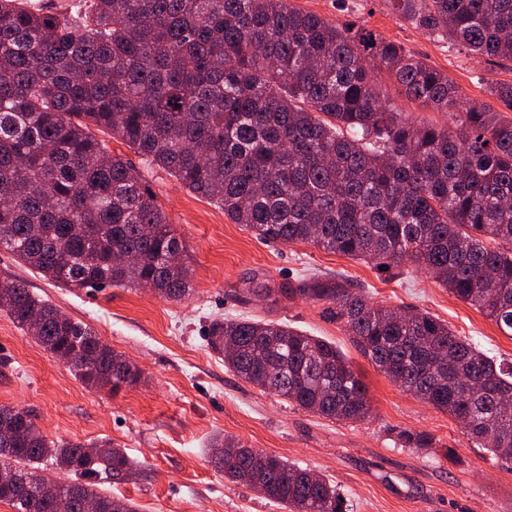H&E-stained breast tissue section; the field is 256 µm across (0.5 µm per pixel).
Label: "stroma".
I'll return each mask as SVG.
<instances>
[{"mask_svg":"<svg viewBox=\"0 0 512 512\" xmlns=\"http://www.w3.org/2000/svg\"><path fill=\"white\" fill-rule=\"evenodd\" d=\"M291 2L403 46L447 73L469 99L492 103L489 81L512 82V65L473 58L431 37L395 13L390 0ZM108 146L156 194L185 247L194 291L174 300L129 286L61 288L0 250V280L24 281L142 373L136 387L117 394L88 389L0 311V405L30 411L48 439L109 440L123 448L135 477L100 480L96 487L129 499L137 512H286L215 470L209 445L219 434L324 474L339 487L349 512H512V460L477 447L448 414L395 386L355 348L327 303L244 298L240 290L253 275L274 288L313 276L341 277L363 288L372 302L430 313L498 359L512 361V336L412 264L392 274L309 243L261 240L213 202L147 167L126 145L112 140ZM242 317L285 322L335 344L366 386L371 418H323L225 368L207 344L209 325L215 318ZM406 431L428 432L432 447H402Z\"/></svg>","mask_w":512,"mask_h":512,"instance_id":"35a3bbf8","label":"stroma"}]
</instances>
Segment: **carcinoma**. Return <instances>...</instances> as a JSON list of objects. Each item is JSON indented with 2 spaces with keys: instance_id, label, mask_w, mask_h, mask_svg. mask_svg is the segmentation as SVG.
Wrapping results in <instances>:
<instances>
[{
  "instance_id": "cac0c4a2",
  "label": "carcinoma",
  "mask_w": 512,
  "mask_h": 512,
  "mask_svg": "<svg viewBox=\"0 0 512 512\" xmlns=\"http://www.w3.org/2000/svg\"><path fill=\"white\" fill-rule=\"evenodd\" d=\"M439 40L512 62V0H393ZM451 116L419 122L378 90ZM490 94L512 111V83ZM224 209L269 242L312 243L382 269L403 261L512 336V118L465 101L455 83L373 31L334 24L290 0H79L76 15L0 0V249L65 288H190L184 249L149 185L92 127ZM135 254L122 262L114 255ZM255 297L329 304L353 344L400 389L459 422L478 447L512 459V362L423 311L372 303L342 278L296 287L243 281ZM0 309L91 389L139 384V368L83 323L0 281ZM209 343L236 376L323 418L371 416L364 384L336 346L285 323L217 320ZM0 503L13 512H136L91 479L130 470L123 449L49 440L32 414L0 405ZM404 448H430L405 432ZM212 459L289 512H348L337 485L232 437ZM65 463L59 481L37 472Z\"/></svg>"
}]
</instances>
